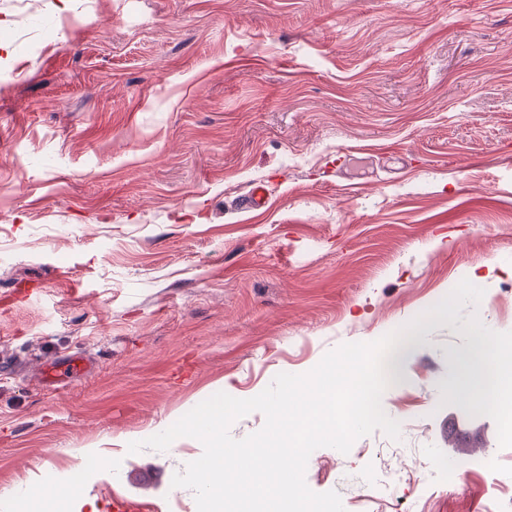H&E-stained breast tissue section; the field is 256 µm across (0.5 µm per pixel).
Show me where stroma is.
Here are the masks:
<instances>
[{
	"mask_svg": "<svg viewBox=\"0 0 512 512\" xmlns=\"http://www.w3.org/2000/svg\"><path fill=\"white\" fill-rule=\"evenodd\" d=\"M257 182L268 207L242 211ZM472 273L479 304L382 395L399 439L310 455L345 512L512 496L499 419L451 395L475 323L512 344V0H0V512L91 447L112 466L83 512H197L171 482L201 443H129ZM70 355L91 371L48 382Z\"/></svg>",
	"mask_w": 512,
	"mask_h": 512,
	"instance_id": "35a3bbf8",
	"label": "stroma"
}]
</instances>
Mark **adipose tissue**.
Here are the masks:
<instances>
[{
  "label": "adipose tissue",
  "instance_id": "1",
  "mask_svg": "<svg viewBox=\"0 0 512 512\" xmlns=\"http://www.w3.org/2000/svg\"><path fill=\"white\" fill-rule=\"evenodd\" d=\"M472 333L474 347L466 359L467 369L456 386V394L465 402L482 398L490 410L496 411L512 401V375L506 374L500 363V343L487 336L481 327H474ZM107 465L97 449H85L81 471L65 479L64 494L29 487L19 497L21 512H80L87 497L84 474L103 470Z\"/></svg>",
  "mask_w": 512,
  "mask_h": 512
}]
</instances>
